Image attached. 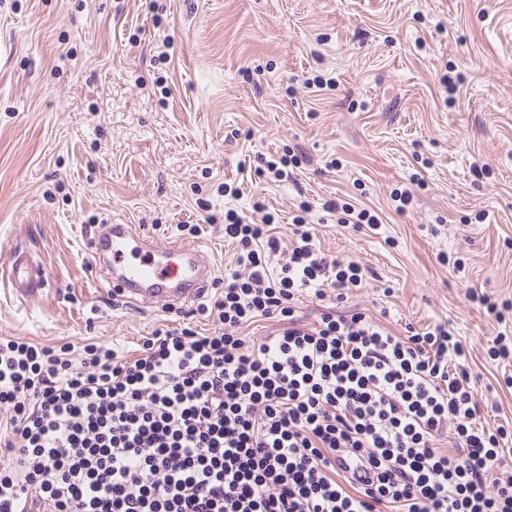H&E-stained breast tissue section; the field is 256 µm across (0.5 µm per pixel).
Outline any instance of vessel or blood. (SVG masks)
<instances>
[{
    "mask_svg": "<svg viewBox=\"0 0 512 512\" xmlns=\"http://www.w3.org/2000/svg\"><path fill=\"white\" fill-rule=\"evenodd\" d=\"M93 256L119 259L116 276L131 302L177 305L195 299L212 277L214 267L205 255L170 238L142 240L136 225L109 224L92 239ZM8 281L20 297L44 288L47 276L24 255H15Z\"/></svg>",
    "mask_w": 512,
    "mask_h": 512,
    "instance_id": "obj_1",
    "label": "vessel or blood"
}]
</instances>
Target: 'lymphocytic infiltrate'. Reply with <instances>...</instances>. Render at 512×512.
<instances>
[{
    "label": "lymphocytic infiltrate",
    "instance_id": "lymphocytic-infiltrate-1",
    "mask_svg": "<svg viewBox=\"0 0 512 512\" xmlns=\"http://www.w3.org/2000/svg\"><path fill=\"white\" fill-rule=\"evenodd\" d=\"M299 209L288 249L271 213L226 212L236 268L197 308L210 335L161 329L131 359L0 337V512H512L493 475L512 429L481 425L462 340L337 314L363 270ZM266 319L284 330L247 343Z\"/></svg>",
    "mask_w": 512,
    "mask_h": 512
}]
</instances>
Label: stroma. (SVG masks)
<instances>
[{
	"mask_svg": "<svg viewBox=\"0 0 512 512\" xmlns=\"http://www.w3.org/2000/svg\"><path fill=\"white\" fill-rule=\"evenodd\" d=\"M317 76L335 88L310 92ZM289 149L293 179L251 176ZM405 188L399 214L390 193ZM336 198L377 211L379 233L337 227ZM303 200L316 247L371 272L339 311L397 336L448 324L482 425L512 420L485 353L512 320L469 297L512 299V0H0V266L20 250L48 276L27 299L0 277V336L130 358L160 328L210 333L189 305L127 303L94 274L90 239L136 224L203 247L220 278L228 210L264 203L287 244Z\"/></svg>",
	"mask_w": 512,
	"mask_h": 512,
	"instance_id": "stroma-1",
	"label": "stroma"
}]
</instances>
